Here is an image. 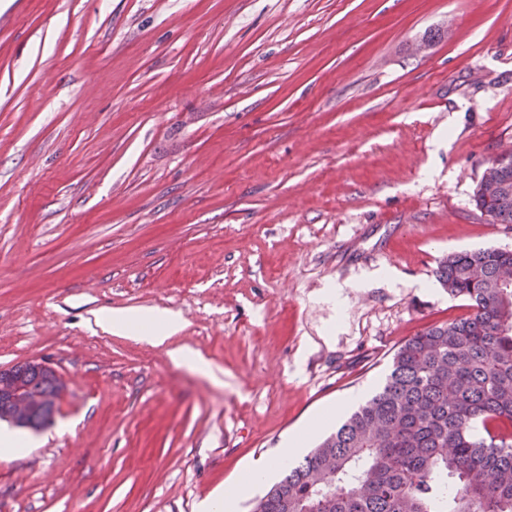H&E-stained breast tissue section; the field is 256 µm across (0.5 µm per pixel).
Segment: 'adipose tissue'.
Returning <instances> with one entry per match:
<instances>
[{
  "label": "adipose tissue",
  "instance_id": "adipose-tissue-1",
  "mask_svg": "<svg viewBox=\"0 0 512 512\" xmlns=\"http://www.w3.org/2000/svg\"><path fill=\"white\" fill-rule=\"evenodd\" d=\"M96 322L114 335H131L155 346L166 342L181 327L179 317L169 311L133 314L118 310L102 314Z\"/></svg>",
  "mask_w": 512,
  "mask_h": 512
}]
</instances>
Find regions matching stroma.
<instances>
[{"label":"stroma","mask_w":512,"mask_h":512,"mask_svg":"<svg viewBox=\"0 0 512 512\" xmlns=\"http://www.w3.org/2000/svg\"><path fill=\"white\" fill-rule=\"evenodd\" d=\"M507 148L512 0H0V370L65 383L0 512H197L366 402L469 314L440 261L512 250ZM512 161L509 150L496 155L483 173V185L489 192L498 188V171L500 172V189L497 193H487L482 187V177L474 194L478 209L490 216L497 224H512V165L500 167ZM104 330L117 336L134 335L152 345H162L181 327L180 318L170 311L133 314L124 311L104 313L96 319Z\"/></svg>","instance_id":"1"}]
</instances>
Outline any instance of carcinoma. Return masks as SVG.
Listing matches in <instances>:
<instances>
[{
  "label": "carcinoma",
  "instance_id": "obj_1",
  "mask_svg": "<svg viewBox=\"0 0 512 512\" xmlns=\"http://www.w3.org/2000/svg\"><path fill=\"white\" fill-rule=\"evenodd\" d=\"M478 209L512 224V165ZM512 250L449 254L438 279L471 313L432 325L395 352L379 391L258 499L255 512H512ZM34 419L64 382L27 362L0 371Z\"/></svg>",
  "mask_w": 512,
  "mask_h": 512
}]
</instances>
